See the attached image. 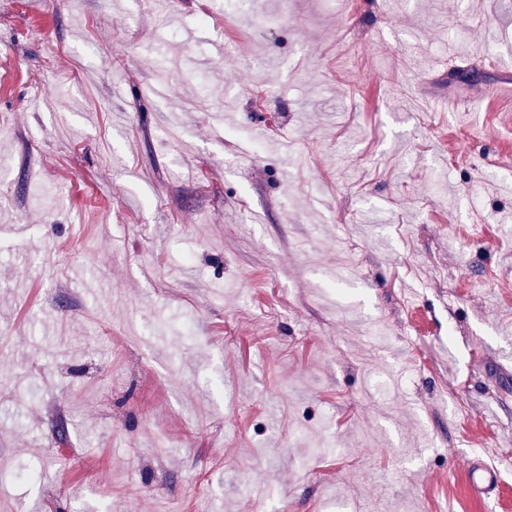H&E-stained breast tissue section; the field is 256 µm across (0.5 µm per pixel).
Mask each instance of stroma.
Wrapping results in <instances>:
<instances>
[{"mask_svg":"<svg viewBox=\"0 0 512 512\" xmlns=\"http://www.w3.org/2000/svg\"><path fill=\"white\" fill-rule=\"evenodd\" d=\"M171 7L0 0V512H487L512 0ZM487 95L483 93H472L468 96H449L448 98H439L433 101V106L437 111H446L448 108L454 111H468L472 107L483 105ZM471 473L473 484L486 494L491 493L499 483L497 472L487 464H483L480 460L473 463Z\"/></svg>","mask_w":512,"mask_h":512,"instance_id":"stroma-1","label":"stroma"}]
</instances>
